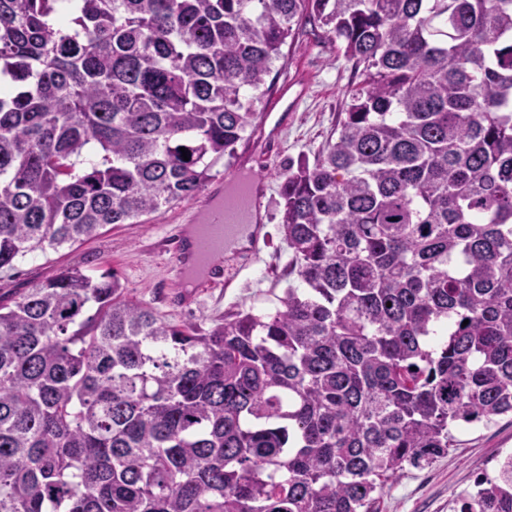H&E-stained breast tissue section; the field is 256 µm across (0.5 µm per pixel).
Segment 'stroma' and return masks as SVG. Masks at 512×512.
<instances>
[{
    "label": "stroma",
    "mask_w": 512,
    "mask_h": 512,
    "mask_svg": "<svg viewBox=\"0 0 512 512\" xmlns=\"http://www.w3.org/2000/svg\"><path fill=\"white\" fill-rule=\"evenodd\" d=\"M283 52V59L276 62L271 74L274 85L264 99L265 105L278 99L285 78L296 70L308 74L309 84L299 105L289 111L271 154L265 156L257 150L264 128L254 123L234 155L214 168L212 178L192 200L146 216L139 224L107 225L92 240L37 256L20 264L18 270L0 273V293L21 292L64 268L89 274L111 269L132 295L161 315L204 329L239 312L272 307L277 296L297 282L296 275L289 272L291 253L279 224L283 167L288 160L317 153L336 125L348 90L358 81L351 63L339 56L328 38L301 36ZM244 167L266 181L263 223L269 240L260 246L262 262L243 270L232 287L206 288L183 306H171L169 298L178 294L179 278L161 250L163 240L176 227H188L190 216L202 215L226 175ZM505 449L512 450V418L508 416L459 434L456 447L432 466L408 468L388 480L380 494L379 512H450L451 501L469 489L477 474L493 472L491 458Z\"/></svg>",
    "instance_id": "1"
}]
</instances>
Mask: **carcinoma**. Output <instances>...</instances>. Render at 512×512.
<instances>
[{
  "instance_id": "1",
  "label": "carcinoma",
  "mask_w": 512,
  "mask_h": 512,
  "mask_svg": "<svg viewBox=\"0 0 512 512\" xmlns=\"http://www.w3.org/2000/svg\"><path fill=\"white\" fill-rule=\"evenodd\" d=\"M304 17L361 81L280 185L300 285L209 330L113 270L0 294V512H376L512 415V0H0V271L192 199Z\"/></svg>"
}]
</instances>
